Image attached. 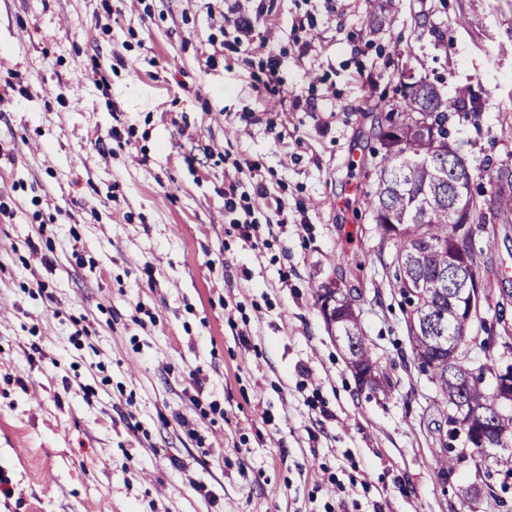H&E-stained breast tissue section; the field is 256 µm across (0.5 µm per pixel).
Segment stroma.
Instances as JSON below:
<instances>
[{
    "instance_id": "1",
    "label": "stroma",
    "mask_w": 512,
    "mask_h": 512,
    "mask_svg": "<svg viewBox=\"0 0 512 512\" xmlns=\"http://www.w3.org/2000/svg\"><path fill=\"white\" fill-rule=\"evenodd\" d=\"M251 7L237 53L226 0H0V512H512V448L460 436L439 468L448 420L364 204L412 77L479 102L453 126L474 186L512 166V0ZM473 244L465 350L494 368L512 224ZM338 277L391 395L315 303ZM233 9L235 10L236 26L235 31L237 35L233 40L226 44V46L235 52L248 51L253 46V38L257 16L254 15L245 5L241 2H250L249 0H234Z\"/></svg>"
}]
</instances>
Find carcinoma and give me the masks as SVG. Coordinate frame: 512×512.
<instances>
[{
    "label": "carcinoma",
    "mask_w": 512,
    "mask_h": 512,
    "mask_svg": "<svg viewBox=\"0 0 512 512\" xmlns=\"http://www.w3.org/2000/svg\"><path fill=\"white\" fill-rule=\"evenodd\" d=\"M465 110V103L448 98L431 82L406 85L397 106L398 120L386 118L379 130L382 153L373 166V190L366 198L373 221L395 247L390 286L408 306L412 356L422 371L430 373L437 402L450 408L456 398L475 406L492 399L480 378L463 389L456 384L448 373V351L438 347L437 338L465 336L466 315L460 311L464 293L458 292L455 280L463 273L464 259L477 267L483 262L472 246L473 225L512 223V170L507 167L494 178L489 213L476 206L471 221L453 223L454 169L463 154L446 125ZM427 119L439 125L434 137L424 130ZM327 328L331 335L345 337L342 349L350 367L373 370L374 377L359 385L390 394L394 384L365 343L353 299L336 298L335 323ZM496 429L500 447L511 448L512 414H502Z\"/></svg>",
    "instance_id": "obj_1"
}]
</instances>
